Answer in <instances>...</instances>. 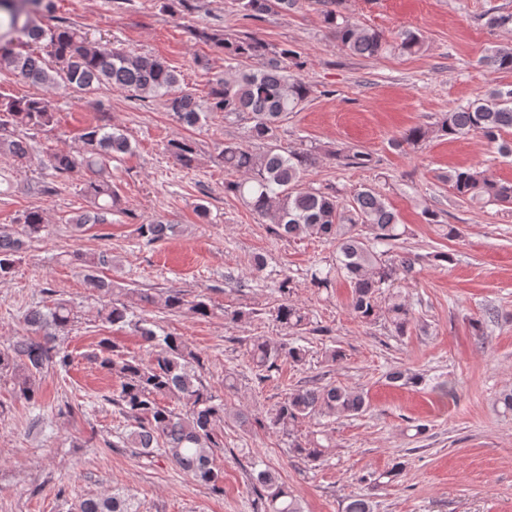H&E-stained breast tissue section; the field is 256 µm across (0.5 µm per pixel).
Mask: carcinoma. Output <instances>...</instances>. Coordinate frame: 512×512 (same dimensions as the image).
Wrapping results in <instances>:
<instances>
[{"instance_id": "carcinoma-1", "label": "carcinoma", "mask_w": 512, "mask_h": 512, "mask_svg": "<svg viewBox=\"0 0 512 512\" xmlns=\"http://www.w3.org/2000/svg\"><path fill=\"white\" fill-rule=\"evenodd\" d=\"M20 0H0L9 30L17 41L0 42V73L15 74L33 84L64 87L76 94H88L102 85L124 90L137 100L160 98L176 120L196 126L205 112H222L224 118L248 115V138L259 145L254 152L231 140L224 142L218 157L224 170L240 175L238 180L224 183V191L240 198L264 223L290 239L316 237L336 247L335 263L328 268L309 269L310 283L315 288H328L341 276L351 289L349 308L364 324L385 322L397 336L409 331L414 317L411 306L395 284L413 276L420 257L395 248L408 233L406 225L386 204L374 188L355 192L343 202L333 186L316 189L303 186L319 156L315 148L288 149L281 145L279 127L282 118L297 112L311 94L310 85L288 73L285 61L295 57L288 48L277 49L262 40L230 39L216 34L201 36L224 50L227 59L242 58L252 67L235 75L218 74L210 80L206 99L178 90L177 71L165 61L136 54L111 43L91 42L80 29L65 23L43 26L26 15L21 18ZM238 10L246 17L260 18L272 12H288L301 5V0H236ZM323 21L342 49L359 56L377 57L390 49L415 54L423 46L420 33L405 30L399 41L390 43L380 32L364 27L345 15L343 0H318ZM50 48L47 55L54 64L46 63L38 45ZM494 70L512 71V48H498L483 58ZM55 127V113L50 102L39 97L14 98L0 96V155L23 163L29 158V146L20 135L24 130L48 132ZM506 129H512V91L495 90L464 107L444 114L431 129L414 126L391 141L397 149L407 145L416 148L434 134L464 136L478 134L490 142L498 140ZM83 147L76 152H48L43 165L57 175L83 173L87 176L83 193L91 207L69 219L75 230L87 224H104L107 215L117 207L120 197L112 182L110 162L130 149V142L117 127L90 125L81 135ZM175 161L185 168L197 162V149L189 139L175 140L168 146ZM335 159L353 167L370 164L371 156L358 150H336ZM459 201L470 204H512V184L499 183L477 169H456L449 175ZM48 224L42 211L29 210L19 219V230L0 233V280L12 274L23 245L41 237ZM177 225L164 221L139 226V234L147 242L162 241L176 231ZM71 263L84 273V280L103 299L117 284L97 275V269L112 265V255L75 252ZM290 278L284 277L278 291L282 300L272 311L273 320L281 328L298 333L306 329L309 318L303 308L288 301ZM140 300L160 306L169 312L188 309L199 318L211 315V305L202 296L188 301L178 292L143 291ZM102 321L128 328L154 352V361L145 365L135 359L120 362L112 358L113 343L99 342L97 358L100 366L119 380L117 398L122 413L132 421L122 436L123 447L138 454H151L163 447L174 464L194 480L224 493V475L214 464V449L221 447L217 430L224 423V398L214 394L200 380L196 367L200 356L183 341L168 333H160L156 325L144 318L129 315L123 303L105 301L98 310ZM74 313L68 301L60 299L47 311L32 309L25 316L28 335L0 347V373L12 376L14 390L33 409L40 407L38 377L49 367L65 368L70 354L59 347L58 337L71 326ZM246 352L258 379L264 381L278 370L279 362L299 364L306 350L295 341H274L254 336L246 343ZM174 399L182 411L161 404ZM367 406L358 390L332 384L300 388L290 393L264 418L245 412L235 414L236 422L245 428L256 423L271 430L289 431V427L306 417L355 415ZM295 456L316 463L325 456L328 446L319 440L291 441ZM255 492L259 494V512H302L301 504L291 490L270 470L256 473ZM77 512H133L124 499L112 495L87 497L80 501Z\"/></svg>"}]
</instances>
